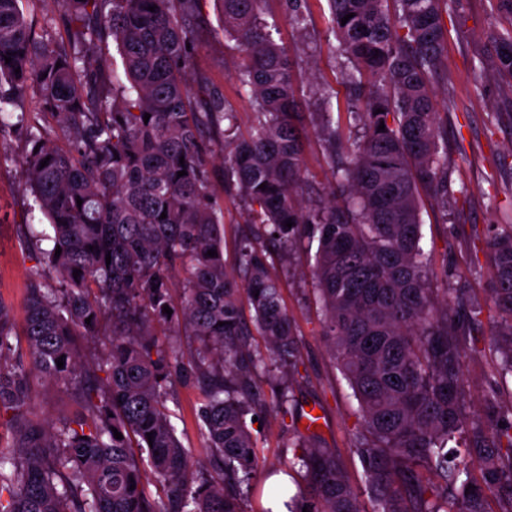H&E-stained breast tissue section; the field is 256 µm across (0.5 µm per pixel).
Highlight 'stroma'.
I'll use <instances>...</instances> for the list:
<instances>
[{
	"label": "stroma",
	"mask_w": 512,
	"mask_h": 512,
	"mask_svg": "<svg viewBox=\"0 0 512 512\" xmlns=\"http://www.w3.org/2000/svg\"><path fill=\"white\" fill-rule=\"evenodd\" d=\"M309 25L298 32L288 19L284 0H267L266 11L278 21L277 37L294 62L303 111H316L309 93L315 82H335L336 60L330 50L326 0H306ZM206 23L194 57V66L206 73L232 102L241 128L252 122V110L237 91L235 66L240 53L235 41L225 38L213 0H207ZM512 26V19L500 15L496 0H460L447 18V68L449 103L441 104L440 118L448 135V174L453 195L449 217H442L434 205L422 211V241L432 258V285L448 291L449 304L459 294L487 301L491 268L482 238L492 227L512 224V91L505 89L490 69L479 60L492 50V38ZM0 116L11 128L0 138V301L10 309L15 324L26 315L27 284L31 271L39 266L35 255L19 243L17 227L40 224L44 217L30 193L22 158L27 149L26 130L33 125H53L50 115L40 111L35 99L5 106ZM305 197H325L333 180L323 148L315 135L305 146ZM210 171L215 193L224 205V263L234 268L241 242L249 236L246 208L236 191L224 187V160L213 152ZM477 231L480 240L467 245L454 238L449 225ZM310 254L300 247L284 253L275 267L283 287L290 315L302 335L303 357L297 392L302 408L319 406L323 413L320 434L324 442L343 456L350 482L363 489L364 473L359 458L349 447V436L359 423L357 403L335 367L321 334V323L313 300L308 273ZM200 390L186 383L178 387L175 400L176 434L193 461H205L196 412ZM259 429L257 480L269 472L287 468L294 451L288 446L290 416L269 411L257 421Z\"/></svg>",
	"instance_id": "1"
}]
</instances>
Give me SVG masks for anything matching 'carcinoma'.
Returning <instances> with one entry per match:
<instances>
[{
  "label": "carcinoma",
  "mask_w": 512,
  "mask_h": 512,
  "mask_svg": "<svg viewBox=\"0 0 512 512\" xmlns=\"http://www.w3.org/2000/svg\"><path fill=\"white\" fill-rule=\"evenodd\" d=\"M39 2L37 30L19 0H0V86H9L0 104L33 96L56 122L29 132L23 158L48 230L21 233L42 265L27 285L22 332L0 300V512H244L240 489L253 487L258 465L246 416L296 406L301 339L271 269L277 248L303 237L317 241L310 275L322 335L358 404L349 445L372 512H512V401L493 388L477 407L466 379L480 341L493 374L512 376V225L484 240L495 317L475 299L448 310L420 246L424 199L448 211L435 86L448 82L455 0H327L355 133L342 141L336 90L315 84L310 119L335 176L318 204L303 198L305 113L265 0H216L224 35L243 53L236 76L253 110L245 131L219 87L188 79L203 0ZM288 14L307 28L302 0H288ZM109 41L120 73L100 64ZM491 63L512 89V28L495 35ZM215 143L252 226L233 271L207 168ZM101 336L97 354L81 355L79 343ZM272 364L288 370V385L268 398L259 379ZM35 377L67 392L75 412L56 422L35 415ZM190 380L203 393L207 472L190 467L169 407ZM288 447L300 450L305 480L290 512H367L316 432L293 426Z\"/></svg>",
  "instance_id": "obj_1"
}]
</instances>
